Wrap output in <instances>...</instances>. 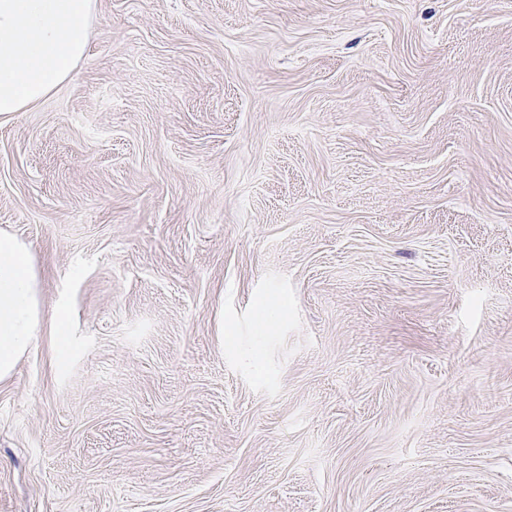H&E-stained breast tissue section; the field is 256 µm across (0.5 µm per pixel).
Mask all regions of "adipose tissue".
<instances>
[{"mask_svg":"<svg viewBox=\"0 0 512 512\" xmlns=\"http://www.w3.org/2000/svg\"><path fill=\"white\" fill-rule=\"evenodd\" d=\"M97 0H0V116L23 112L67 81L83 59ZM57 365L71 353L69 310L44 314L31 246L0 230V382L35 349L42 330Z\"/></svg>","mask_w":512,"mask_h":512,"instance_id":"1","label":"adipose tissue"}]
</instances>
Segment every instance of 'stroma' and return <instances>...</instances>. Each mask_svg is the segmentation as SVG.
<instances>
[{
	"label": "stroma",
	"mask_w": 512,
	"mask_h": 512,
	"mask_svg": "<svg viewBox=\"0 0 512 512\" xmlns=\"http://www.w3.org/2000/svg\"><path fill=\"white\" fill-rule=\"evenodd\" d=\"M0 228V512H512V0H99ZM39 273L31 246L0 230V382L10 379L35 349L44 328ZM50 335L54 339V350L56 353V367L60 368L66 364L71 353V334L69 309L64 305L57 306L51 315Z\"/></svg>",
	"instance_id": "stroma-1"
}]
</instances>
